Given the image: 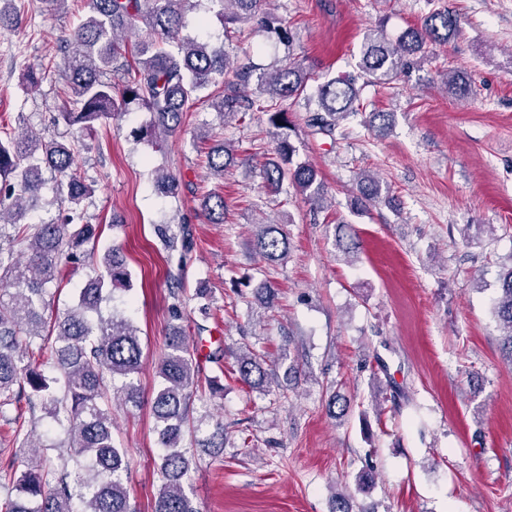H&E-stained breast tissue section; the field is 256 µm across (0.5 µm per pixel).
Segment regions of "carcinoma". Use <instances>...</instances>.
I'll return each instance as SVG.
<instances>
[{
	"instance_id": "1",
	"label": "carcinoma",
	"mask_w": 512,
	"mask_h": 512,
	"mask_svg": "<svg viewBox=\"0 0 512 512\" xmlns=\"http://www.w3.org/2000/svg\"><path fill=\"white\" fill-rule=\"evenodd\" d=\"M88 16L62 40L66 55L67 106L55 122L82 133L94 124L121 117L133 108L150 113L135 138L156 140L183 124L199 94L222 85L215 108L223 121L252 110L255 101L241 92L256 71L248 63L231 66L224 43H201L180 36L184 14L193 0H82ZM224 29L254 20L269 37L293 46L290 28L262 8L263 0H210ZM459 34L457 14L448 9L432 12L419 28L393 39L381 29L365 35L358 62L360 72L373 83H388L412 64L426 58L428 43L446 45ZM134 59L125 68L126 55ZM123 73L121 82L103 79L104 71ZM310 73L288 53V62L270 74L259 75L257 89L271 95L266 106L268 124L276 130L279 161L263 168L265 182L277 189L287 180L299 194L316 205L324 200V185L317 170L307 164L292 165L296 147L286 133L288 107L306 98ZM358 77H334L316 89L317 108L307 125L317 134L335 138L339 122L356 111ZM448 92H467L469 78L448 71ZM236 164V153L221 142L208 152V166L222 176ZM54 174L52 203L58 218L36 224H18L13 213L37 210L46 184L43 171ZM155 186L165 197L179 195L178 178L165 170L156 174ZM360 203L381 197L379 178L363 173L358 178ZM94 192L76 165L75 148L57 140L42 141L28 134L0 136V408L14 400H27L29 410L40 409L59 424L67 440V455L55 464L35 443L33 458L21 472L8 464L0 468V484L17 496L0 502V512H136L130 503L124 476L129 467L125 451L112 437V398L137 408L140 388L136 381L144 349L138 328L125 312L102 304L115 299L118 290L132 288L126 260L116 246L99 253V225L87 220L81 207ZM210 221L224 223V198L208 195L200 204ZM164 246L181 250L180 259L193 247L187 232L169 235L158 229ZM254 251L268 263H282L290 241L278 223L259 224L252 241ZM92 262L94 275L78 294L75 305L63 313L46 315L51 288L68 275V265ZM170 282L171 318H183V278L173 272ZM500 296L492 312L503 327L502 349L512 359V265L499 279ZM167 352L157 369L161 385L152 402L157 443L161 450L157 472L160 487L153 512H200L186 493L193 458L183 447L189 440L203 448L224 450V425L196 418L192 398L202 390L193 346L181 328L166 337ZM39 359L52 365L57 376L47 379L33 364ZM239 379L255 388L267 386L270 373L263 354L245 350L236 355ZM13 436L28 446L33 429L18 415L8 419Z\"/></svg>"
}]
</instances>
